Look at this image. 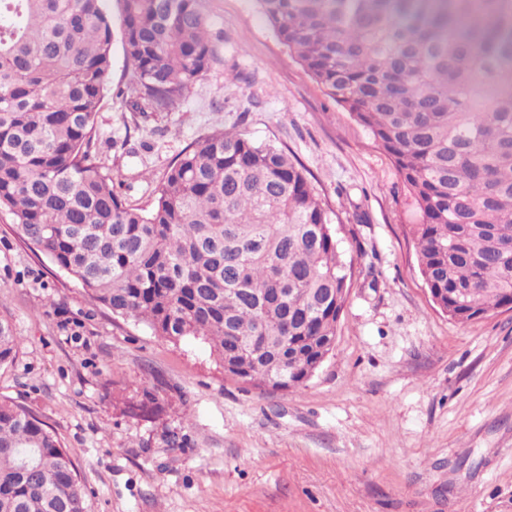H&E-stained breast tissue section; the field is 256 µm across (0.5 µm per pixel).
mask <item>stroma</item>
I'll return each mask as SVG.
<instances>
[{"label":"stroma","mask_w":512,"mask_h":512,"mask_svg":"<svg viewBox=\"0 0 512 512\" xmlns=\"http://www.w3.org/2000/svg\"><path fill=\"white\" fill-rule=\"evenodd\" d=\"M218 47L177 108L129 86L112 44L96 150L151 209L190 144L236 129L307 171L350 260L336 342L288 392L226 377L204 340L116 317L0 211V398L49 422L87 512H512V310L460 323L420 273L416 207L371 132L311 78L257 0H199ZM18 340L8 319L0 318V366L13 362L18 353Z\"/></svg>","instance_id":"1"}]
</instances>
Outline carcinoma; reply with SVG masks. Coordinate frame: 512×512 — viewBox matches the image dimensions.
I'll return each instance as SVG.
<instances>
[{
	"label": "carcinoma",
	"mask_w": 512,
	"mask_h": 512,
	"mask_svg": "<svg viewBox=\"0 0 512 512\" xmlns=\"http://www.w3.org/2000/svg\"><path fill=\"white\" fill-rule=\"evenodd\" d=\"M106 0H0V210L91 300L224 374L287 391L333 350L350 280L303 169L237 130L184 150L145 211L93 152ZM279 40L393 158L434 303H512V0H257ZM131 91L170 111L216 57L198 0H121ZM18 340L0 318V366ZM0 512H85L56 432L0 401Z\"/></svg>",
	"instance_id": "carcinoma-1"
}]
</instances>
